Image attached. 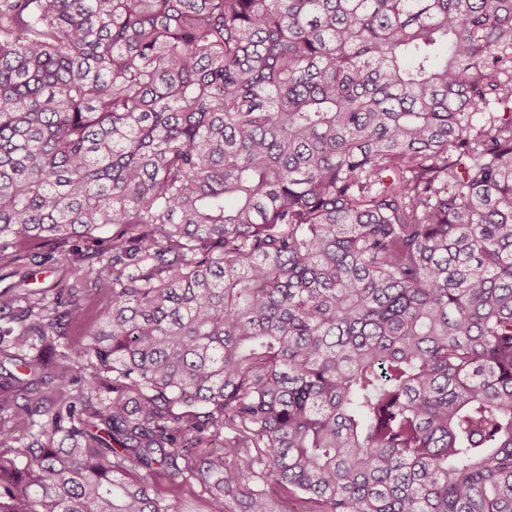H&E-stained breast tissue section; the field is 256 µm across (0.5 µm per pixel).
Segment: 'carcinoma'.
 Segmentation results:
<instances>
[{"label": "carcinoma", "mask_w": 512, "mask_h": 512, "mask_svg": "<svg viewBox=\"0 0 512 512\" xmlns=\"http://www.w3.org/2000/svg\"><path fill=\"white\" fill-rule=\"evenodd\" d=\"M107 226L0 512H512V0H0V268ZM156 482L162 490L167 503H172L177 512H209L207 493L194 480H187L178 485H167L160 479Z\"/></svg>", "instance_id": "1"}]
</instances>
